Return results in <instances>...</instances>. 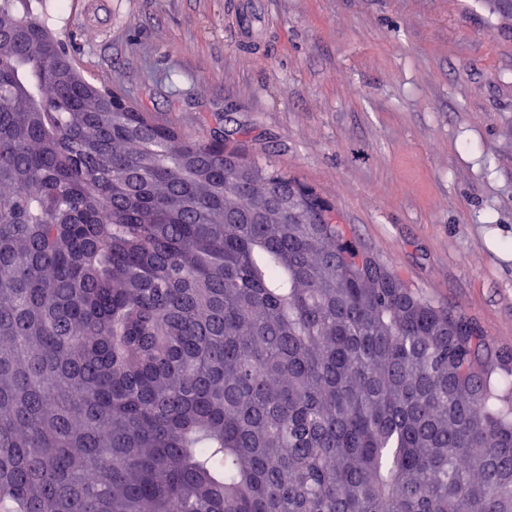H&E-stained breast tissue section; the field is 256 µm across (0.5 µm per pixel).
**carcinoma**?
Returning <instances> with one entry per match:
<instances>
[{"label":"carcinoma","mask_w":512,"mask_h":512,"mask_svg":"<svg viewBox=\"0 0 512 512\" xmlns=\"http://www.w3.org/2000/svg\"><path fill=\"white\" fill-rule=\"evenodd\" d=\"M0 0V512H512V352L244 144ZM295 191L311 224L263 210Z\"/></svg>","instance_id":"cac0c4a2"}]
</instances>
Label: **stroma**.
I'll list each match as a JSON object with an SVG mask.
<instances>
[{"mask_svg": "<svg viewBox=\"0 0 512 512\" xmlns=\"http://www.w3.org/2000/svg\"><path fill=\"white\" fill-rule=\"evenodd\" d=\"M189 137L245 128L351 243L512 348V0H36Z\"/></svg>", "mask_w": 512, "mask_h": 512, "instance_id": "stroma-1", "label": "stroma"}]
</instances>
